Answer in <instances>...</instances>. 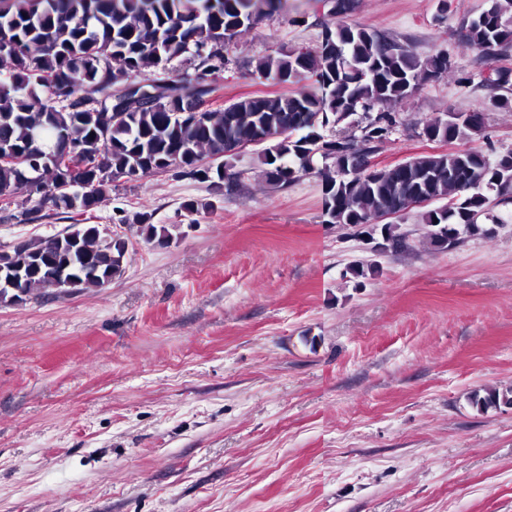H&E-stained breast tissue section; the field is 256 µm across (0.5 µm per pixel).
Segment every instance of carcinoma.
Here are the masks:
<instances>
[{
	"label": "carcinoma",
	"instance_id": "cac0c4a2",
	"mask_svg": "<svg viewBox=\"0 0 512 512\" xmlns=\"http://www.w3.org/2000/svg\"><path fill=\"white\" fill-rule=\"evenodd\" d=\"M282 0H0V151L33 158L30 169L45 189L42 201L15 206L29 216L45 206L81 216L112 192L121 178L135 180L178 169L216 191L240 149L261 145L260 177L286 187L298 174L317 170L323 183V216L328 224L358 227L385 249L401 247L404 234L383 217L403 216L415 200H425L420 221L423 241L434 251L458 244L462 235H486L479 224L492 219L490 198H512V152L490 161L467 143L487 138L480 111L465 118L437 116L425 121L431 141L460 142L453 151L411 157L383 171L369 160L379 144L402 125L386 105H405L426 81L454 73L442 50L421 55L411 43L344 17L352 0H337L334 19L315 50L260 57L253 65L263 77L299 84L315 78L316 89L239 98L224 108L193 113V100L209 95L224 71L225 39L233 40ZM512 0H488L481 14L458 31L461 47L489 55L512 42ZM191 58L194 74L161 79L154 72L175 59ZM508 72L490 67L482 84L497 88ZM361 135L324 138L319 129L358 112ZM55 142L78 148L100 166L88 173L89 189L68 188L61 169L36 158ZM323 166L315 168V158ZM27 184L21 166L0 162V195ZM133 223L148 242L168 244L177 226H157L138 212ZM128 242L108 236L96 224H71L53 237L24 242L0 253V279L19 272V292L0 287V303L20 294L61 287L104 288L125 271ZM477 411L512 407V384L469 397Z\"/></svg>",
	"mask_w": 512,
	"mask_h": 512
}]
</instances>
